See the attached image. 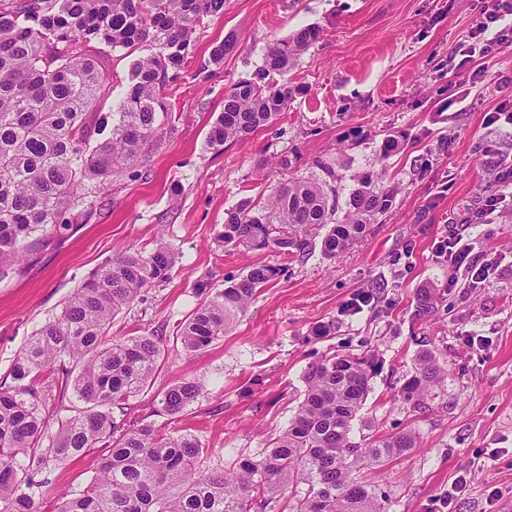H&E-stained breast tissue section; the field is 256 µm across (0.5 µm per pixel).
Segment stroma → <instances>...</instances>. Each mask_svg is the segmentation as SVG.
I'll list each match as a JSON object with an SVG mask.
<instances>
[{"label": "stroma", "mask_w": 512, "mask_h": 512, "mask_svg": "<svg viewBox=\"0 0 512 512\" xmlns=\"http://www.w3.org/2000/svg\"><path fill=\"white\" fill-rule=\"evenodd\" d=\"M482 0H226L223 16L206 20L180 77L163 91L170 105L161 137L143 158L144 175L114 178L90 221L38 244L21 270L0 281V380L15 356L74 288L108 260L152 247L158 235L179 255L170 279L122 311L111 333H152L166 339L165 359L151 388L130 399L128 421L198 436L206 470L223 471L239 456L268 446L294 416L302 376L323 355L374 351L382 369L361 410L371 427L353 436L416 430L409 454L362 470L360 478L386 493L390 512H512V201L488 210L501 193L495 155L512 153V125L488 123V113L512 97V48L475 56L488 77L471 85L450 61L468 38ZM307 26L319 41L288 72L301 94L276 123L247 140L204 147L230 84L252 79L267 45ZM238 47L221 64L211 49L227 34ZM134 54L98 55L112 75V96L98 111H115L129 85ZM402 147L382 156L387 136ZM489 146L490 154L479 152ZM293 161L310 175L317 156L345 155L336 189L347 201L355 173L381 175L394 190L389 212L344 255L330 262L313 246L304 262L271 282L219 342L184 352L174 336L199 301L196 279L214 287L259 265H280L272 251L219 247L227 209L245 198L263 200L285 176L269 161ZM456 234L488 269L472 282L467 269L437 260L436 243ZM380 299L348 311L361 291ZM438 296L433 315L416 318L417 289ZM336 321L333 336L314 327ZM431 352L448 379L419 411L398 399L421 352ZM184 380L204 386L182 414L157 415L158 390ZM103 451L93 448L62 463H31L44 481L38 512H54L62 493L84 488ZM467 484L448 490L458 475Z\"/></svg>", "instance_id": "35a3bbf8"}]
</instances>
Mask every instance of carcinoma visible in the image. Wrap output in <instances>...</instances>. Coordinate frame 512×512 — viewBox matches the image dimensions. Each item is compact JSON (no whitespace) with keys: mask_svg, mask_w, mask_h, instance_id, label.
I'll return each instance as SVG.
<instances>
[{"mask_svg":"<svg viewBox=\"0 0 512 512\" xmlns=\"http://www.w3.org/2000/svg\"><path fill=\"white\" fill-rule=\"evenodd\" d=\"M222 14L224 0H0V280L47 234L67 229L68 212L81 206L90 216L89 198L114 176L141 175L142 150L157 138L158 114L166 111L164 86L192 55L197 27ZM319 38L320 29L311 26L270 43L258 80L225 89L206 148L221 152L287 111L301 89L285 75ZM93 41L143 51L109 137L103 136L107 117L96 118L95 110L112 96V76L87 53ZM236 48L230 33L212 48L210 62L221 63ZM274 75L279 79L266 81ZM312 165L316 174L288 178L266 199L248 198L227 210L219 246L272 250L292 262L307 256L319 237L332 261L391 209L392 190L367 174L353 176L356 186L339 208L335 168L321 158ZM176 261L162 239L112 259L73 290L15 357L10 383L0 382V512H38L43 484L24 459L65 462L100 445L106 454L97 475L61 496L58 512H388L386 496L359 473L409 454L417 437L409 430L355 441L354 421L380 370L369 350L312 363L288 426L271 446L220 474L200 469L204 449L197 436L114 420L113 407L150 386L165 347L161 336L112 337V321L167 281ZM287 272L285 264L255 266L222 289L197 279L202 300L181 323L184 351L224 338L261 290ZM435 305L431 290L420 289L418 315ZM53 370L60 392L71 391L79 403L55 434L53 394L43 386ZM446 379L424 351L400 398L417 408ZM201 393L194 380L171 385L157 394V413L176 416Z\"/></svg>","mask_w":512,"mask_h":512,"instance_id":"1","label":"carcinoma"}]
</instances>
